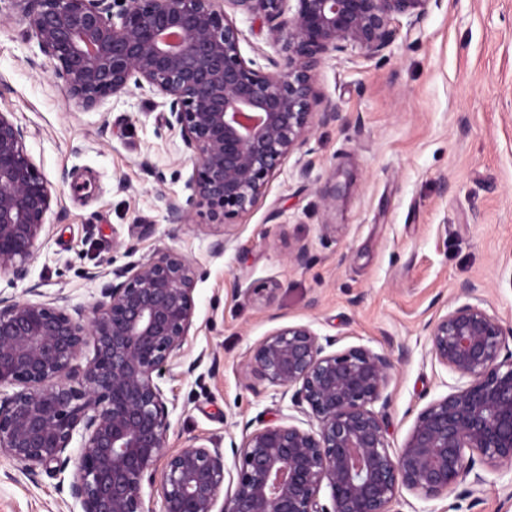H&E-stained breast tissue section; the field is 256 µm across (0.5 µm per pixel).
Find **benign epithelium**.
<instances>
[{
  "instance_id": "benign-epithelium-1",
  "label": "benign epithelium",
  "mask_w": 512,
  "mask_h": 512,
  "mask_svg": "<svg viewBox=\"0 0 512 512\" xmlns=\"http://www.w3.org/2000/svg\"><path fill=\"white\" fill-rule=\"evenodd\" d=\"M77 106L134 87L169 105L166 124L195 160L185 201L167 203L182 226L223 225L247 213L314 126L342 122L323 102L324 57H384L398 19L417 22L430 0H10ZM263 20L281 45L266 64L241 53L233 16ZM27 130L0 110V277L21 279L50 237L52 186L28 153ZM196 270L162 248L112 270L88 307L61 298L0 296V456L25 471L63 472L80 512H154L143 486L159 483V512H398L403 491L423 500L512 464V327L482 302L428 326L432 356L454 375L450 392L415 418L393 449L377 403L395 369L367 347L332 351L308 325L273 330L248 353L246 373L290 397L307 427L269 423L224 450L195 439L167 449L161 385L181 365L193 327ZM275 281L238 288L272 299ZM89 352L85 367L77 361ZM80 438L81 454L68 449ZM331 506L320 502L322 487Z\"/></svg>"
}]
</instances>
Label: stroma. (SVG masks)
<instances>
[{"label": "stroma", "mask_w": 512, "mask_h": 512, "mask_svg": "<svg viewBox=\"0 0 512 512\" xmlns=\"http://www.w3.org/2000/svg\"><path fill=\"white\" fill-rule=\"evenodd\" d=\"M28 27L0 0V110L27 129L55 202L48 244L25 279L0 278V295L35 289L86 306L104 285L97 271L130 263L127 245L193 259L185 373L163 384L175 403L169 448L210 439L229 460L245 431L288 416L273 386L243 371L273 329L308 325L337 349L390 353L384 415L396 447L453 379L427 325L469 297L512 325V0H430L419 23L400 24L384 60L326 56L317 85L344 124L316 126L250 213L192 229L167 219L165 201L185 200L194 162L166 108L137 90L76 107ZM336 182L347 191L329 209L321 192ZM222 237L226 251L213 254ZM301 244L300 267L288 256ZM269 280L281 285L273 300L237 291ZM73 508L59 477L0 457V512ZM457 512H512V466L489 473L479 501L458 500Z\"/></svg>", "instance_id": "1"}]
</instances>
